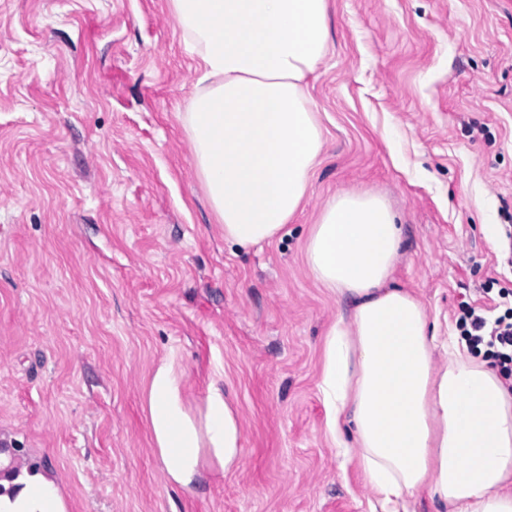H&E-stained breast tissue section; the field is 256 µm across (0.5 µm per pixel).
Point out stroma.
<instances>
[{"mask_svg": "<svg viewBox=\"0 0 512 512\" xmlns=\"http://www.w3.org/2000/svg\"><path fill=\"white\" fill-rule=\"evenodd\" d=\"M328 6L320 163L302 211L241 246L195 171L196 57L168 0H0V454L57 480L68 512H371L318 390L347 304L303 259L337 193L388 199L392 283L439 336L512 290V0ZM170 355L188 404L219 382L243 432L242 466L193 495L144 409Z\"/></svg>", "mask_w": 512, "mask_h": 512, "instance_id": "35a3bbf8", "label": "stroma"}]
</instances>
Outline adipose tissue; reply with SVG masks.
<instances>
[{
  "mask_svg": "<svg viewBox=\"0 0 512 512\" xmlns=\"http://www.w3.org/2000/svg\"><path fill=\"white\" fill-rule=\"evenodd\" d=\"M200 72L184 126L224 237L274 238L301 209L324 143L308 79L328 52V0H169ZM398 216L370 191H344L312 230L305 262L348 317L324 335L319 390L338 468L356 467L381 512H416L422 494L451 512H512V386L456 336L437 365V336L413 291L390 280ZM184 372L162 359L145 385L167 480L194 492L204 474L237 470L242 428L217 385L201 407ZM0 512H68L61 487L35 469L0 476Z\"/></svg>",
  "mask_w": 512,
  "mask_h": 512,
  "instance_id": "obj_1",
  "label": "adipose tissue"
}]
</instances>
